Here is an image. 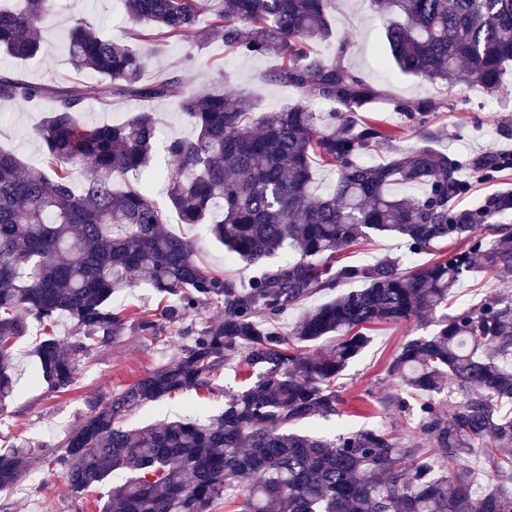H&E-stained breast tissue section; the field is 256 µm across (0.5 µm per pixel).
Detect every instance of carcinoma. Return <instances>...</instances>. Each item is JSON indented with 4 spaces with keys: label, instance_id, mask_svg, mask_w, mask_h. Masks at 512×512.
I'll use <instances>...</instances> for the list:
<instances>
[{
    "label": "carcinoma",
    "instance_id": "obj_1",
    "mask_svg": "<svg viewBox=\"0 0 512 512\" xmlns=\"http://www.w3.org/2000/svg\"><path fill=\"white\" fill-rule=\"evenodd\" d=\"M22 2H0V52L27 60L41 52L42 24L59 0ZM334 2L125 0L132 40L176 38L191 48L217 40L230 54L273 59L262 79L296 95L295 104L273 112L247 108L242 92L224 81L202 92L188 89L176 70L145 81L149 54L103 37L83 16L63 36L71 65L105 78L102 106L115 98L178 101L194 135L168 141L174 166L159 177L182 223L205 226L231 257L255 268L244 288L195 258L192 243L163 222L148 183L125 181L148 167L159 129L151 109L87 126L79 118L80 85L0 71V101L52 103L33 130L41 162L26 165L0 150V412L16 389L14 340L33 321L47 327L66 316L77 331L66 346L48 336L35 349L37 376L66 393L81 364L111 346L127 323L156 338L163 320L224 307L171 361L107 397L88 396L86 414L50 455L26 441L0 449V492L47 466L73 497L106 485L114 472L128 474L101 512H214L221 504L231 512H512V493L502 487L512 481V294L446 313L463 280L512 269V225L502 223L512 217V190L457 204L472 181H497L512 170V153L434 148L437 102L430 97L394 102L404 129L357 120L379 93L345 64L353 40L336 35ZM370 2L400 73L508 93L512 0ZM325 42L335 43L328 60L314 49ZM312 99L334 109L314 112ZM406 129L417 143L394 146ZM383 146L393 150L388 161H363ZM315 161L336 174L322 194L311 190ZM380 234L402 238L411 256L448 241L461 246L410 271L390 257L338 263L342 251ZM285 244L293 256L268 264ZM136 277L174 302L159 315L112 309V296ZM356 282L362 287L308 310L288 335L275 327L306 298ZM437 312V329L406 339L387 367L402 390L397 408L419 417V440L407 445L374 429L332 438L301 430L343 415L336 380L366 346L368 327ZM235 354L249 378L224 395L221 414L127 425L148 403L208 386ZM445 391L442 409L437 397ZM475 448L494 449L485 463L498 485H475L461 464Z\"/></svg>",
    "mask_w": 512,
    "mask_h": 512
}]
</instances>
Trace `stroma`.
Segmentation results:
<instances>
[{"label": "stroma", "instance_id": "1", "mask_svg": "<svg viewBox=\"0 0 512 512\" xmlns=\"http://www.w3.org/2000/svg\"><path fill=\"white\" fill-rule=\"evenodd\" d=\"M93 18L103 36L126 38L130 29L123 0H66L65 9L44 24V51L21 62L0 55V68L18 67L31 82L55 85H81L86 92L83 121L96 124L118 122L138 109L135 100H117L101 108L96 95L98 76L72 68L60 49V38L74 14ZM332 20L337 34L354 35V46L347 57L348 65L375 87L380 96L373 104L377 117L391 124L402 117L393 112L395 100L413 102L431 97L440 107L432 116V125L444 133L437 149L452 154H476L488 151L512 152V140L498 137L494 118L512 119V93L487 102L480 88L461 84H430L399 73L392 65L382 44L383 27L367 0H336ZM263 57L228 56L221 43H210L198 53L194 67L181 69L188 88L199 89L227 77L231 85L247 94L246 102L261 111H275L295 101L286 88L263 81L271 67ZM46 116L44 108L0 102V147L12 151L24 163L40 161L42 148L33 137V128ZM153 198L169 229L192 241L195 256L210 267L222 271L225 278L245 285L251 275L249 267L238 260H228L224 250L201 226L181 223L169 205L163 187H156ZM512 292V272L493 271L465 280L456 290L458 307L478 304L493 292ZM222 311L209 307L192 314L183 323L165 325L158 339L127 329L111 348L94 352L79 369L77 382L69 392H50L45 383H32L35 358L33 352L42 340L38 325H31L27 336L17 340L13 354L17 385L14 398L0 414V448L10 445L16 436L36 444L54 445L84 417L89 394H110L126 388L146 372L170 361L174 342L180 341L183 328L200 329L221 316ZM410 324L373 326L370 341L361 354L344 370L340 379L346 401L342 417L316 421L312 429L321 435H334L337 429L357 431L383 427L405 440H412L416 424L399 412L392 402L397 387L387 376V366L408 336L414 335ZM245 366L235 357L224 364L214 385L208 389L177 393L146 405L128 417L132 427L156 425L184 418L213 416L224 410L226 392L242 386ZM9 503L10 512H100L96 497L76 500L65 489L61 476L47 469L33 470L16 489L0 494V504Z\"/></svg>", "mask_w": 512, "mask_h": 512}]
</instances>
